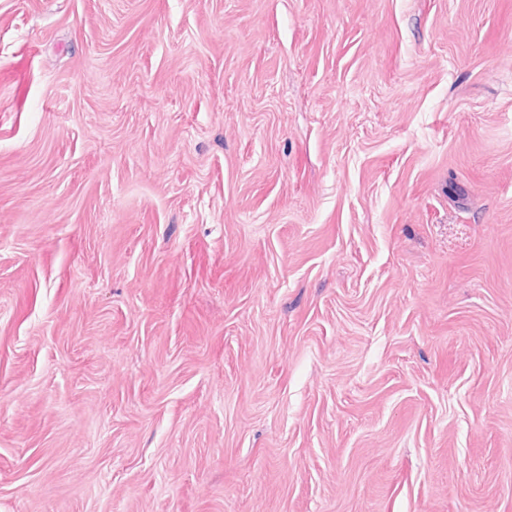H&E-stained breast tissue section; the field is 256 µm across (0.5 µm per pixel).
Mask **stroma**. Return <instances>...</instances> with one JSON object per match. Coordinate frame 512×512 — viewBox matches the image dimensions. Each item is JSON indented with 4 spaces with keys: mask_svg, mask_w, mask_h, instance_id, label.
<instances>
[{
    "mask_svg": "<svg viewBox=\"0 0 512 512\" xmlns=\"http://www.w3.org/2000/svg\"><path fill=\"white\" fill-rule=\"evenodd\" d=\"M0 512H512V0H0Z\"/></svg>",
    "mask_w": 512,
    "mask_h": 512,
    "instance_id": "obj_1",
    "label": "stroma"
}]
</instances>
